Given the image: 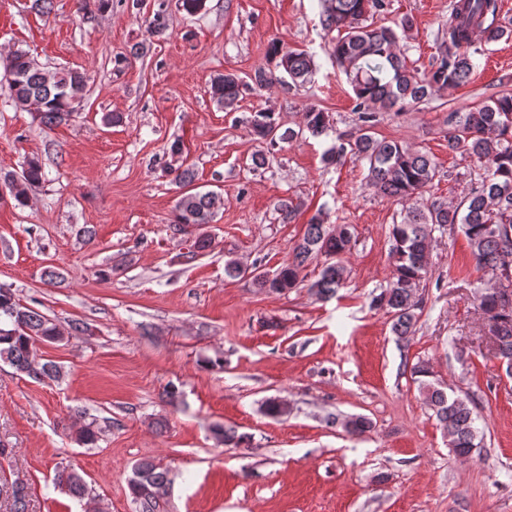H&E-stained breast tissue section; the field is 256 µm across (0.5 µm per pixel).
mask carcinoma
I'll return each mask as SVG.
<instances>
[{"label": "carcinoma", "instance_id": "cac0c4a2", "mask_svg": "<svg viewBox=\"0 0 512 512\" xmlns=\"http://www.w3.org/2000/svg\"><path fill=\"white\" fill-rule=\"evenodd\" d=\"M383 6L384 0H325L322 26L326 31H337L332 56L352 86L361 126L353 138L338 136L324 160L328 165H336L349 155L355 157L367 166L368 184L382 196L402 204L400 221L392 224L390 232L391 277L381 292L373 296L371 305L391 314L393 333L405 339L417 322L420 303L414 298L428 272V251L435 233L443 235L460 225L477 265L494 277L506 265H512V94H503L489 104L457 115L455 126L448 130V149L476 159L482 169L459 203L433 201L419 205L417 197L435 180L437 164L427 154L413 151L397 140L372 137L368 124L378 112H400L425 101L436 88L467 82L475 67L471 52L474 30H479L487 42L500 39L504 30L498 24V0H456L448 25V41L440 48L430 72L421 77L408 67L399 49V32L411 28V20L404 18L393 26L375 27L367 23L368 11ZM167 30L166 9L161 2L149 21V34L160 37ZM270 53L278 58L276 68L280 76L275 78L272 72L259 69L252 78L254 85L263 87L275 79L296 87L311 79L314 62L307 51H284L274 44ZM4 76L15 104H37L40 122L48 128L68 121L81 107L88 82L84 73L74 69L63 68L49 77L47 71L18 51L6 59ZM243 87L236 74L226 72L214 78L211 94L228 110L236 105ZM303 127L312 136L320 137L330 128V116L311 107L304 113ZM278 130L275 114L270 111L256 112L250 120V133L272 146L296 136L291 129L280 135ZM44 177L41 162L33 157L26 161L20 175H8L5 182L13 198L25 205L32 189ZM222 204L223 198L214 191L188 190L176 202L175 223L210 224ZM351 248L349 225L328 224L319 211L306 224L291 258L270 276L254 275L253 283L260 289L283 294L303 282L300 275L309 261L331 254L333 261L324 266L320 277L310 285L320 298L329 299L344 287L343 259ZM478 293V308L489 322L496 354L511 362L512 303L503 301L498 288H483ZM0 318L5 320V325L0 326V361L34 379L57 375L56 365L38 364L33 359L36 343L61 336L57 325L40 311L20 304L6 286H0ZM411 372L452 451L458 457H470L479 447L480 430L467 400L449 394L428 363L415 364ZM214 434L224 445L238 447L248 441V436L239 435L232 428L217 426ZM75 438L82 445L94 446L99 431L92 422L83 424L75 429ZM168 474V469L155 459L136 463L129 490L139 512H161ZM53 480L76 498L86 495V482L70 468H57Z\"/></svg>", "mask_w": 512, "mask_h": 512}]
</instances>
